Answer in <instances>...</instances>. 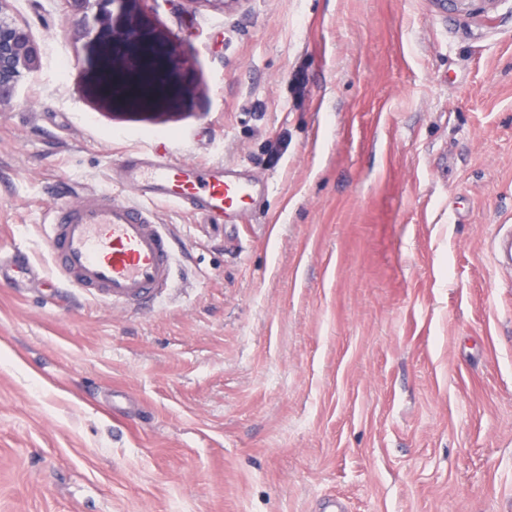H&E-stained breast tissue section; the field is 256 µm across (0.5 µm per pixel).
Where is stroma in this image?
Masks as SVG:
<instances>
[{
    "instance_id": "obj_1",
    "label": "stroma",
    "mask_w": 512,
    "mask_h": 512,
    "mask_svg": "<svg viewBox=\"0 0 512 512\" xmlns=\"http://www.w3.org/2000/svg\"><path fill=\"white\" fill-rule=\"evenodd\" d=\"M0 105V512H512V0H99L177 42L185 92L108 103L75 0ZM71 62L65 82L53 47ZM159 152L274 189L204 223L142 307L58 288L45 213ZM11 272L21 273L30 278L34 273L28 257L21 251H14L8 255H0V276Z\"/></svg>"
}]
</instances>
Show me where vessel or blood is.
Returning <instances> with one entry per match:
<instances>
[{
  "label": "vessel or blood",
  "mask_w": 512,
  "mask_h": 512,
  "mask_svg": "<svg viewBox=\"0 0 512 512\" xmlns=\"http://www.w3.org/2000/svg\"><path fill=\"white\" fill-rule=\"evenodd\" d=\"M117 168L112 191L53 208L46 238L60 282L119 306L152 301L173 281L172 235L158 223L154 202L220 218L269 190L236 169L175 163L157 153L130 154ZM12 272L33 274L24 253L0 255V276Z\"/></svg>",
  "instance_id": "1"
}]
</instances>
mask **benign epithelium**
Segmentation results:
<instances>
[{
	"label": "benign epithelium",
	"mask_w": 512,
	"mask_h": 512,
	"mask_svg": "<svg viewBox=\"0 0 512 512\" xmlns=\"http://www.w3.org/2000/svg\"><path fill=\"white\" fill-rule=\"evenodd\" d=\"M9 2L0 0V102L40 67L30 24L14 16ZM85 33L102 44L99 83L108 87L109 99L154 104L183 91L173 80L175 45L155 42L133 19L115 27L111 18L96 14Z\"/></svg>",
	"instance_id": "1"
}]
</instances>
